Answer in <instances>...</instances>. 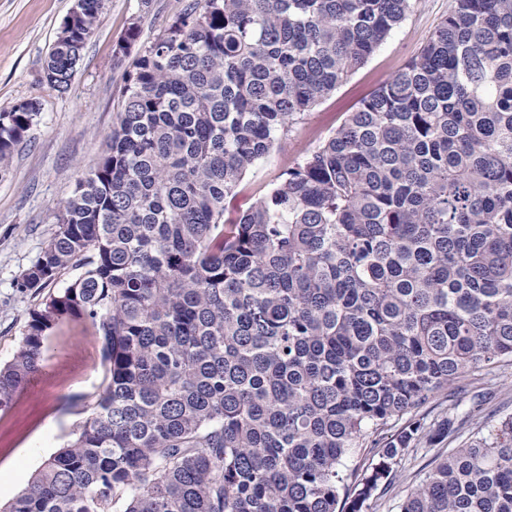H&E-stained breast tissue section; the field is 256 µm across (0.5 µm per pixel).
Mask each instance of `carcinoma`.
Segmentation results:
<instances>
[{
    "mask_svg": "<svg viewBox=\"0 0 512 512\" xmlns=\"http://www.w3.org/2000/svg\"><path fill=\"white\" fill-rule=\"evenodd\" d=\"M105 2L61 28L50 88L71 87ZM412 2L190 0L143 47L104 154L20 275L38 292L84 269L32 312L0 410L69 318L95 329L108 381L0 512H364L406 454L459 433L456 408L419 410L512 358V0H452L413 59L225 217ZM38 114L0 112V173ZM399 512H512V417L433 459Z\"/></svg>",
    "mask_w": 512,
    "mask_h": 512,
    "instance_id": "1",
    "label": "carcinoma"
}]
</instances>
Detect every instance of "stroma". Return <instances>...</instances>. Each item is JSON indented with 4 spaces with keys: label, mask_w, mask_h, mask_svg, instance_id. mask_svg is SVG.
I'll return each instance as SVG.
<instances>
[{
    "label": "stroma",
    "mask_w": 512,
    "mask_h": 512,
    "mask_svg": "<svg viewBox=\"0 0 512 512\" xmlns=\"http://www.w3.org/2000/svg\"><path fill=\"white\" fill-rule=\"evenodd\" d=\"M186 0H106L97 27L87 41L71 88L51 89L42 79L43 63L74 0H0V112L23 100L37 101L40 113L0 174V364L17 350L31 313L45 296L65 288L79 271L69 268L40 293L22 292L19 275L37 259L57 226L63 202L79 176L94 168L120 109L121 91L143 47L162 33ZM414 8L387 40L335 92L308 112L249 173L232 208H245L254 193L274 181L336 131L349 112L419 51L448 14L451 0H413ZM135 42H127L131 23ZM126 54H118L120 44ZM82 320H67L49 333L48 374L24 387L9 411H0V470L23 490L50 453L64 446L91 406L104 372L100 348L84 343ZM457 405L466 422L458 436L434 450L411 452L398 466L400 481L376 496L369 512H398L406 486L419 481L434 455L447 454L471 437L477 423L495 424L512 415V361L495 364L466 387L438 394L424 408L437 414Z\"/></svg>",
    "instance_id": "1"
}]
</instances>
